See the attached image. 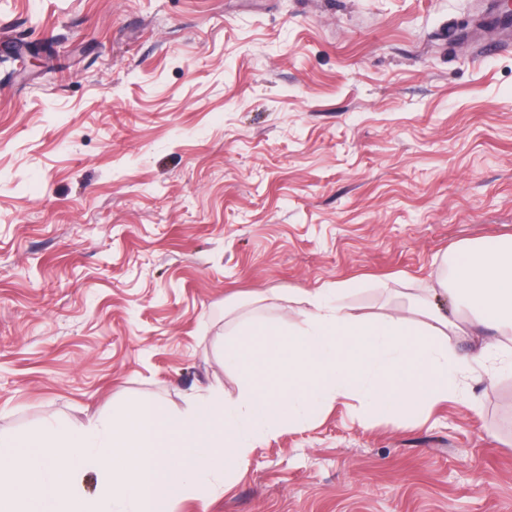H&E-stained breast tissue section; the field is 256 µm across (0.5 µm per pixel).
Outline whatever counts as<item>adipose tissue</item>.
Wrapping results in <instances>:
<instances>
[{"instance_id": "adipose-tissue-1", "label": "adipose tissue", "mask_w": 512, "mask_h": 512, "mask_svg": "<svg viewBox=\"0 0 512 512\" xmlns=\"http://www.w3.org/2000/svg\"><path fill=\"white\" fill-rule=\"evenodd\" d=\"M453 301L469 328L512 332V241L465 247L454 263ZM331 289L309 295L305 326L246 328L227 364L243 378L235 400L211 389L185 409L144 398L112 422L48 427L20 441L0 436V512H168L195 484L232 483L253 443L300 423L347 394L372 410L419 412L457 391V377L485 369L488 352H458V324L432 299L413 303L416 320L369 323L329 304ZM99 490L87 496L82 473Z\"/></svg>"}]
</instances>
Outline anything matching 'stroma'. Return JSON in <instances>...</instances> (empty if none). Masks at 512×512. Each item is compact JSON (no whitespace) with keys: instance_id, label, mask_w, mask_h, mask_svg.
I'll list each match as a JSON object with an SVG mask.
<instances>
[{"instance_id":"stroma-1","label":"stroma","mask_w":512,"mask_h":512,"mask_svg":"<svg viewBox=\"0 0 512 512\" xmlns=\"http://www.w3.org/2000/svg\"><path fill=\"white\" fill-rule=\"evenodd\" d=\"M499 0H0V434L236 399L305 294L413 318L512 236ZM170 512H512V361L421 414L352 397Z\"/></svg>"}]
</instances>
